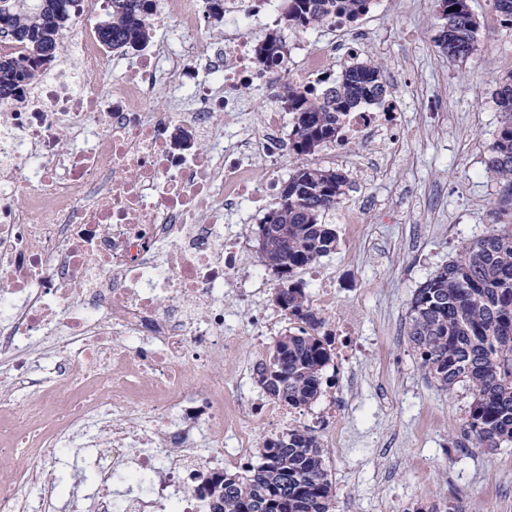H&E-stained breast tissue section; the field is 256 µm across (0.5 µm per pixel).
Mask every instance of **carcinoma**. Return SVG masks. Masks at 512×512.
<instances>
[{
	"instance_id": "carcinoma-1",
	"label": "carcinoma",
	"mask_w": 512,
	"mask_h": 512,
	"mask_svg": "<svg viewBox=\"0 0 512 512\" xmlns=\"http://www.w3.org/2000/svg\"><path fill=\"white\" fill-rule=\"evenodd\" d=\"M154 0H110L109 20L100 28L116 50L129 51L150 39L148 17ZM284 20L303 32L341 13L352 25L372 0H286ZM443 23L436 44L448 58L463 60L475 50L480 22L468 0H440ZM78 0H0V29L25 47L18 57H0V99L19 96L26 82L55 60ZM282 41L267 36L254 49L261 70L284 62ZM380 65L356 62L331 76L317 92L294 88L281 98L288 112L289 149L306 156L336 140L344 117L364 104L384 102ZM496 100L502 114L486 170L499 185L494 227L466 245L461 254L417 288L410 302L407 336L438 387L451 393L462 385L472 396L463 424L473 447L493 451L512 447V74L499 81ZM350 188L346 172L302 166L280 187L277 202L259 226V262L280 280L275 297L293 326L282 333L253 370L254 381L290 410L315 401L328 385L324 372L336 354V336L312 305L297 274L336 248V231L324 222ZM262 463L251 475H217L209 486L210 512H332L333 488L323 449L306 429H290L265 439Z\"/></svg>"
}]
</instances>
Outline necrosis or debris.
I'll list each match as a JSON object with an SVG mask.
<instances>
[{
	"mask_svg": "<svg viewBox=\"0 0 512 512\" xmlns=\"http://www.w3.org/2000/svg\"><path fill=\"white\" fill-rule=\"evenodd\" d=\"M106 8L83 0L62 40L75 73L0 99V458L15 461L0 512H208L205 482L295 421L234 384L252 351L226 329L224 296L253 299L270 275L244 266L249 227L224 216L273 203L289 157L281 96L357 46L332 20L290 67L260 71L252 33L277 22V0H224L220 15L157 0L155 37L127 59L100 38ZM258 82L267 101L248 118L242 92ZM170 88L184 110L157 108ZM399 110L350 113L344 142L398 144ZM75 448L93 490L61 482Z\"/></svg>",
	"mask_w": 512,
	"mask_h": 512,
	"instance_id": "necrosis-or-debris-1",
	"label": "necrosis or debris"
}]
</instances>
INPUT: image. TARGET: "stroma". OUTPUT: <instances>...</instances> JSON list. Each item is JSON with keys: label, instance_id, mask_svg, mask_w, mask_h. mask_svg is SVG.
Wrapping results in <instances>:
<instances>
[{"label": "stroma", "instance_id": "35a3bbf8", "mask_svg": "<svg viewBox=\"0 0 512 512\" xmlns=\"http://www.w3.org/2000/svg\"><path fill=\"white\" fill-rule=\"evenodd\" d=\"M469 5L482 34L464 61L436 47L437 0H390L359 23L357 58L382 67L411 138L392 150L359 141L346 150L352 180L344 203L359 224L336 225V248L320 261L337 308L358 312L354 339L363 345L336 356L326 369L333 387L297 420L313 425L329 400H346L345 449L325 463L334 512L444 510L459 501L467 512H512V449L472 447L462 434L468 391H441L407 336L414 290L485 235L498 200L486 162L501 121L494 91L512 73V25L492 0ZM361 161L377 166L371 181L355 177Z\"/></svg>", "mask_w": 512, "mask_h": 512}]
</instances>
